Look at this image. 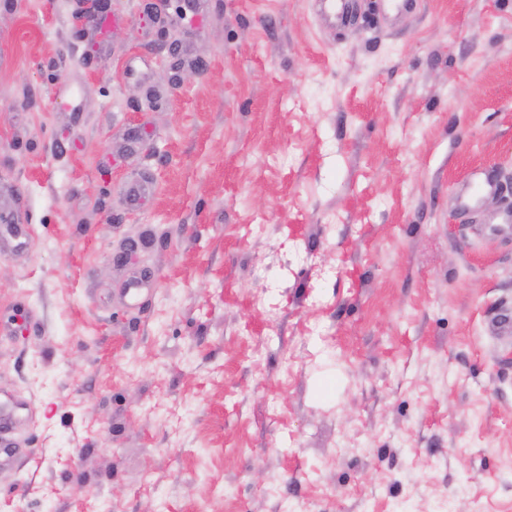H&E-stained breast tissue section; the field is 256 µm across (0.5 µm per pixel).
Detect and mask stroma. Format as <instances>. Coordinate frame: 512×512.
I'll return each instance as SVG.
<instances>
[{"instance_id": "obj_1", "label": "stroma", "mask_w": 512, "mask_h": 512, "mask_svg": "<svg viewBox=\"0 0 512 512\" xmlns=\"http://www.w3.org/2000/svg\"><path fill=\"white\" fill-rule=\"evenodd\" d=\"M369 2L0 0V512H512V0ZM499 189V182L494 175L484 173L478 176L473 190L461 201V211L471 210L484 196L496 194ZM10 240L13 243V253L20 254L27 250L29 233L24 224H12L0 216V241ZM25 404L11 395L0 396V465L20 461L23 457L21 448L11 436L12 430L22 421L21 411Z\"/></svg>"}]
</instances>
